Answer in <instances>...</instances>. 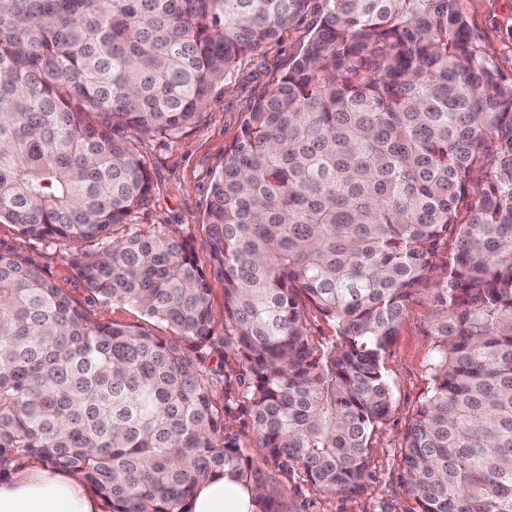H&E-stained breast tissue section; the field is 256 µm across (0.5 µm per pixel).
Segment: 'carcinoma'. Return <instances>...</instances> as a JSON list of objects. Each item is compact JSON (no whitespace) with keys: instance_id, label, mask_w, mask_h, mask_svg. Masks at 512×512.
<instances>
[{"instance_id":"cac0c4a2","label":"carcinoma","mask_w":512,"mask_h":512,"mask_svg":"<svg viewBox=\"0 0 512 512\" xmlns=\"http://www.w3.org/2000/svg\"><path fill=\"white\" fill-rule=\"evenodd\" d=\"M307 2L0 0V223L92 245L71 262L86 289L170 332L95 320L0 242V466L79 473L112 512H187L224 473L256 512H287L227 427L241 413L265 466L355 493L425 291L430 387L401 481L416 512H512V81L457 0H324L214 178L222 339L191 241L112 234L151 189L112 128L184 135ZM310 315L333 335L314 341Z\"/></svg>"}]
</instances>
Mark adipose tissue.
Here are the masks:
<instances>
[{"mask_svg":"<svg viewBox=\"0 0 512 512\" xmlns=\"http://www.w3.org/2000/svg\"><path fill=\"white\" fill-rule=\"evenodd\" d=\"M104 504L77 473L38 462L0 471V512H103ZM189 512H251L245 491L224 475L203 481L188 503Z\"/></svg>","mask_w":512,"mask_h":512,"instance_id":"ef3b65f1","label":"adipose tissue"}]
</instances>
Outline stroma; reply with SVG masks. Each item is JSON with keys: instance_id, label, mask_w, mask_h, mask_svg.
<instances>
[{"instance_id": "35a3bbf8", "label": "stroma", "mask_w": 512, "mask_h": 512, "mask_svg": "<svg viewBox=\"0 0 512 512\" xmlns=\"http://www.w3.org/2000/svg\"><path fill=\"white\" fill-rule=\"evenodd\" d=\"M322 5V0H310L301 18L285 27L276 41L245 57L212 94L202 122L186 135L176 139H137L122 127L112 131L114 138L132 144L153 180L147 201L134 212L129 226H116V235L125 234L130 227L144 234L170 227L198 243V263L211 288L212 327L218 337L224 334V280L201 248L212 184L224 166V151L245 113L287 71L308 30L319 24ZM458 8L476 43L488 52L499 74L511 81L512 0H458ZM0 241L21 244L49 278L97 319L166 335L163 324L148 319L135 307L104 304L90 298L70 269L73 245L47 246L21 237L15 225L6 223H0ZM432 321L431 304L425 300L414 302L395 339L388 363L396 386L395 407L370 450L374 480L364 492L353 496L324 494L303 485L292 497L295 512H416L413 497L400 481L399 463L403 436L427 389L425 366L431 354Z\"/></svg>"}]
</instances>
